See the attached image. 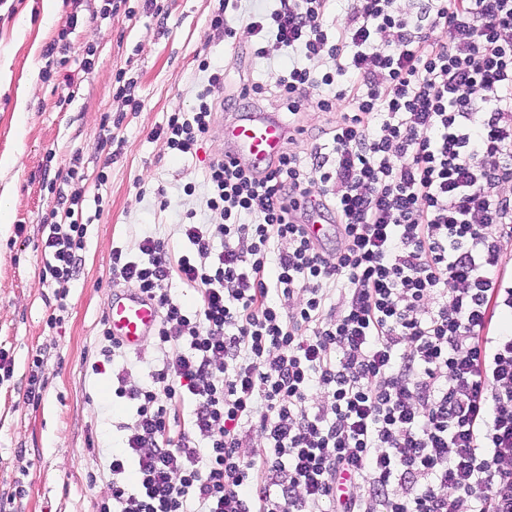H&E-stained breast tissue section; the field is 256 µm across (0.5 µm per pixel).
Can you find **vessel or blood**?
Wrapping results in <instances>:
<instances>
[{
  "mask_svg": "<svg viewBox=\"0 0 512 512\" xmlns=\"http://www.w3.org/2000/svg\"><path fill=\"white\" fill-rule=\"evenodd\" d=\"M224 157L245 164L264 176L270 163L284 150L290 130L275 112H243L222 124ZM106 323L124 347L140 349L157 331L161 313L157 305L134 288H117L105 311Z\"/></svg>",
  "mask_w": 512,
  "mask_h": 512,
  "instance_id": "1",
  "label": "vessel or blood"
}]
</instances>
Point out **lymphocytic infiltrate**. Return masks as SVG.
<instances>
[{
    "label": "lymphocytic infiltrate",
    "instance_id": "obj_1",
    "mask_svg": "<svg viewBox=\"0 0 512 512\" xmlns=\"http://www.w3.org/2000/svg\"><path fill=\"white\" fill-rule=\"evenodd\" d=\"M279 0L249 17L256 57L302 51L278 93L291 116L349 107L310 161L285 150L254 176L213 160L212 224H183L171 259L143 236L114 279L153 300L162 366L116 375L133 406L100 512H512V0ZM158 132L196 153L224 70ZM80 194L44 225V272L65 301L85 247ZM333 217L335 243L305 223ZM222 245H215V237ZM200 288L189 309L172 278ZM292 307H283V299ZM190 429L170 436V406ZM264 441L248 454V431Z\"/></svg>",
    "mask_w": 512,
    "mask_h": 512
}]
</instances>
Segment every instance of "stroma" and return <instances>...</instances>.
<instances>
[{"label": "stroma", "instance_id": "35a3bbf8", "mask_svg": "<svg viewBox=\"0 0 512 512\" xmlns=\"http://www.w3.org/2000/svg\"><path fill=\"white\" fill-rule=\"evenodd\" d=\"M104 4L59 0L48 18L42 0H0V158L13 161L0 168V193L12 203L9 223H0V349L13 361L11 378L0 382V512H99L111 498L108 465L131 421L128 403L112 392V371L143 381L162 358L149 342L113 363L100 360L112 250H135L150 233L177 257L190 249L179 225L211 221L204 176L224 150L219 123L193 155L154 135L169 113L193 109L207 82L201 60L224 67V97L262 86L245 103L268 112L284 109L277 85L289 61L307 62L299 52L253 55L247 19L271 12L276 0H240L230 38L210 26L218 0H157L155 12L144 0H123L108 17ZM72 14L78 23L70 27ZM59 38L64 60L44 57ZM69 79L79 88L71 101ZM346 111L308 107L293 149L308 157ZM107 132L113 142L104 153ZM73 168L79 178H69ZM61 189L83 196L87 233L68 309L52 328L56 288L42 277L41 238ZM37 356L47 386L31 405L25 391Z\"/></svg>", "mask_w": 512, "mask_h": 512}]
</instances>
